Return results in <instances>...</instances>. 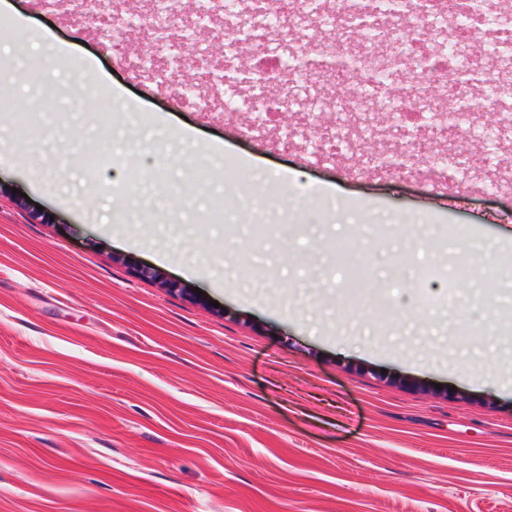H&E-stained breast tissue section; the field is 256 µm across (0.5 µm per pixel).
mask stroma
Segmentation results:
<instances>
[{
	"instance_id": "obj_1",
	"label": "stroma",
	"mask_w": 512,
	"mask_h": 512,
	"mask_svg": "<svg viewBox=\"0 0 512 512\" xmlns=\"http://www.w3.org/2000/svg\"><path fill=\"white\" fill-rule=\"evenodd\" d=\"M12 2L0 512H512V171L488 194L430 131L405 175L313 154L301 116L255 132L180 60L135 69L141 33ZM334 42L294 15L289 54ZM133 271L139 279L156 281L161 288H164L171 294H182L185 291V288L180 282L170 278H162L154 268L147 265H139L133 268Z\"/></svg>"
}]
</instances>
